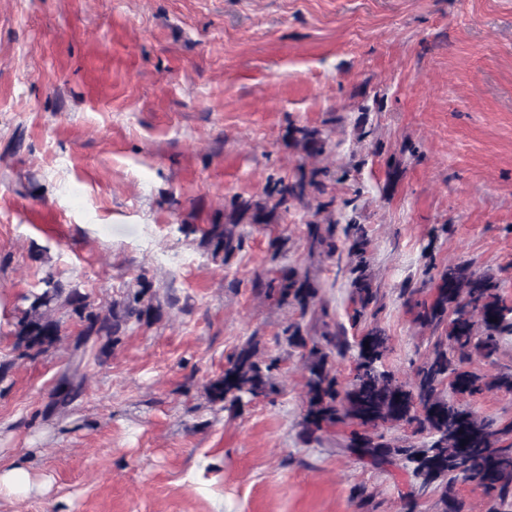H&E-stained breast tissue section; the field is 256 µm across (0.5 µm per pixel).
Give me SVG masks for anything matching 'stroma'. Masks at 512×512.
Segmentation results:
<instances>
[{"label":"stroma","instance_id":"1","mask_svg":"<svg viewBox=\"0 0 512 512\" xmlns=\"http://www.w3.org/2000/svg\"><path fill=\"white\" fill-rule=\"evenodd\" d=\"M292 125L326 152L291 146ZM315 167L336 221L368 230L385 365L412 381L441 335L415 320L440 270L496 275L512 305V0H0V464L38 484L0 512H360L357 486L361 512H403L402 461L341 453L346 426L299 438L304 361L278 336L363 331L344 264L309 254L315 202L243 225L228 263L202 242L233 196ZM281 268L317 280L326 315L255 290ZM49 272L96 308L144 291L153 315L78 349L64 312L61 341L23 355L13 323ZM252 335L281 359L277 392L233 416L205 386ZM465 403L512 423V392ZM289 136L293 144L307 155H321L325 153L328 145V138L323 137L317 128L291 126Z\"/></svg>","mask_w":512,"mask_h":512}]
</instances>
